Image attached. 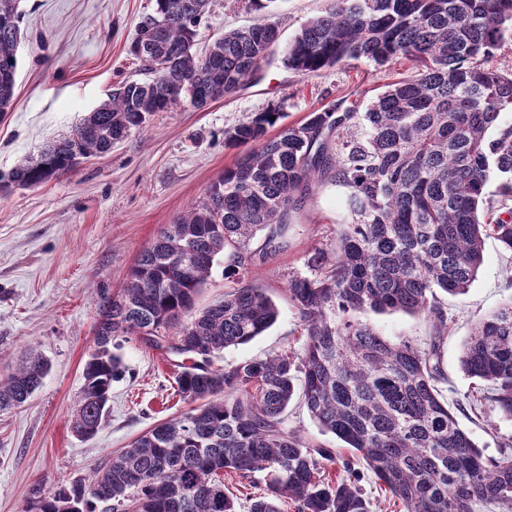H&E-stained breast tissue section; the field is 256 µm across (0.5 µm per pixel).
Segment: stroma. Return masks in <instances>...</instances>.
I'll use <instances>...</instances> for the list:
<instances>
[{"label":"stroma","mask_w":512,"mask_h":512,"mask_svg":"<svg viewBox=\"0 0 512 512\" xmlns=\"http://www.w3.org/2000/svg\"><path fill=\"white\" fill-rule=\"evenodd\" d=\"M332 0H275L272 19L280 41L270 62L234 96L195 108L181 102L153 113L111 153L84 160L66 175L32 188H0V379L29 349L51 369L28 405L0 412V512H21L35 483L45 490L89 476L107 455L128 448L143 431L180 415L187 402L174 391V370L162 355L135 338L123 340L127 367L113 383L102 427L89 439L71 429L83 386V368L94 347L101 291L120 288L139 253L159 230L202 201L207 187L237 155L225 131L247 122L270 102L283 105V124L339 103L365 106L412 64L396 59L377 66L361 60L301 74L282 62L288 42ZM155 0H22L15 104L0 120V177L49 142L69 133L80 118L106 101L122 82L146 80L129 48ZM263 16L251 0H210L197 30L204 51L224 31ZM347 191L329 180L312 183L292 214L287 250L253 266L250 277L275 301L279 316L262 336L224 350L220 363L263 358L302 345L300 318L288 300L290 279L314 277L307 259L336 240L350 215ZM512 298V252L486 239L483 263L469 292L442 296L448 335L441 364L443 393L463 401L471 385L459 367L462 345L474 326ZM391 340L426 345L431 324L403 312L370 314ZM486 457L499 456L500 438L512 422L493 407L458 411ZM288 430L311 444L348 456L339 440L321 433L300 400L284 416Z\"/></svg>","instance_id":"stroma-1"}]
</instances>
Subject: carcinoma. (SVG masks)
Segmentation results:
<instances>
[{"label":"carcinoma","mask_w":512,"mask_h":512,"mask_svg":"<svg viewBox=\"0 0 512 512\" xmlns=\"http://www.w3.org/2000/svg\"><path fill=\"white\" fill-rule=\"evenodd\" d=\"M130 53L152 73L126 81L73 132L8 174L32 187L100 157L155 112L236 94L278 41L267 19L231 30L204 55L194 50L209 0H155ZM22 0H0V116L15 103ZM512 41V0H335L288 43L283 64L299 73L349 61L384 66L404 57L415 74L388 85L360 112L338 107L282 127V103L225 133L240 149L202 202L163 227L124 284L99 297L95 352L86 362L72 428L93 437L112 383L124 372L120 338L182 352L178 395L192 407L138 436L129 448L53 491L37 483L23 512H237L224 474L260 477L266 493L249 512H372L356 462L401 501L402 512H512V437L487 459L441 393L440 346L448 323L438 292L469 291L484 241L512 252V73L487 65ZM348 190L351 221L336 243L311 255L314 277L288 282L303 326L300 351L226 365L215 358L262 335L277 320L249 270L288 248L290 214L311 183ZM493 192H488L490 180ZM261 247L251 249L257 233ZM233 286L194 310L215 263ZM402 311L432 326L420 347L381 336L367 315ZM463 373L479 386L474 409L512 421V301L480 323L463 347ZM48 371L32 352L0 380V411L28 403ZM301 400L321 432L353 452L336 477L328 448L284 427Z\"/></svg>","instance_id":"carcinoma-1"}]
</instances>
